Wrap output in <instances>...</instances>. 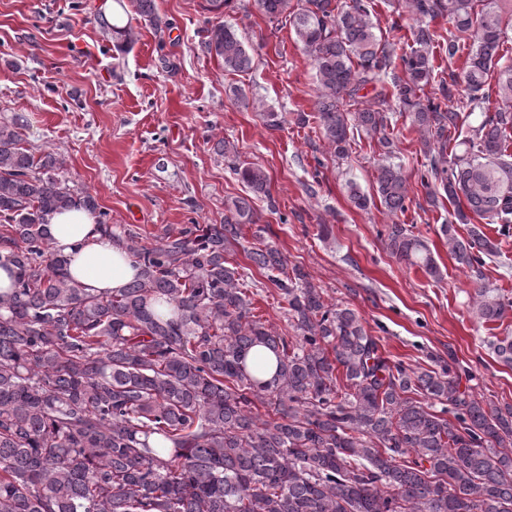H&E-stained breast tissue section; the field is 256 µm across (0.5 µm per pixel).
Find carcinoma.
Listing matches in <instances>:
<instances>
[{"instance_id":"carcinoma-1","label":"carcinoma","mask_w":512,"mask_h":512,"mask_svg":"<svg viewBox=\"0 0 512 512\" xmlns=\"http://www.w3.org/2000/svg\"><path fill=\"white\" fill-rule=\"evenodd\" d=\"M271 21L286 19L315 69L314 118L334 156L351 148V129L395 143L388 116L360 94L391 66L367 0H253ZM488 0H403L418 18L446 16L448 56L466 53L453 84L471 101L499 68L495 112H481L472 135L454 140L461 113L423 100L439 35L413 30L400 74L380 88L398 102L424 146L421 183L455 205L442 225L448 252L470 269L497 245L473 227L478 217L512 232V65L502 6ZM159 24L156 0H135ZM116 48L133 40L120 11L100 15ZM202 45L228 73L253 57L235 29L217 23ZM56 153L19 147L13 123L0 122V266L12 286L0 293V512H512V405L460 389L452 364L412 368L393 361L355 309L326 298L299 266L269 244L248 252L286 301L290 335L253 313L249 290L225 255L241 226L256 223L247 197L225 203L224 223L193 224L143 242L126 225L107 224L97 200L58 177ZM254 194L271 198L259 165L233 167ZM347 197H370L353 180ZM376 196L391 214L408 199L401 165L380 167ZM81 206L133 259L138 273L112 294H91L69 278L49 242L47 216ZM389 253L440 276L426 242L402 224L386 228ZM512 299L479 287L478 319L504 318ZM512 366V337L492 343ZM261 347L271 377L247 363ZM441 409H436V405Z\"/></svg>"}]
</instances>
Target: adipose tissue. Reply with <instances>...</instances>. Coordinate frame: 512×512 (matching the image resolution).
Here are the masks:
<instances>
[{"mask_svg": "<svg viewBox=\"0 0 512 512\" xmlns=\"http://www.w3.org/2000/svg\"><path fill=\"white\" fill-rule=\"evenodd\" d=\"M47 231L54 250L67 260L69 277L99 294L126 286L136 269L128 254L114 246L82 209L49 215Z\"/></svg>", "mask_w": 512, "mask_h": 512, "instance_id": "ef3b65f1", "label": "adipose tissue"}]
</instances>
